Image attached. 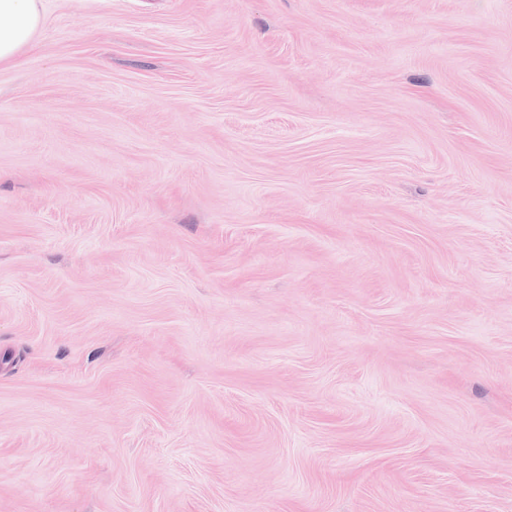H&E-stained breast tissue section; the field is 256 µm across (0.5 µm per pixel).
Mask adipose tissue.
Wrapping results in <instances>:
<instances>
[{"label":"adipose tissue","mask_w":512,"mask_h":512,"mask_svg":"<svg viewBox=\"0 0 512 512\" xmlns=\"http://www.w3.org/2000/svg\"><path fill=\"white\" fill-rule=\"evenodd\" d=\"M42 23L38 0H0V63H14Z\"/></svg>","instance_id":"ef3b65f1"}]
</instances>
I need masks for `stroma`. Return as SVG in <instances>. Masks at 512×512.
Masks as SVG:
<instances>
[{"mask_svg":"<svg viewBox=\"0 0 512 512\" xmlns=\"http://www.w3.org/2000/svg\"><path fill=\"white\" fill-rule=\"evenodd\" d=\"M40 9L0 512H512V0Z\"/></svg>","mask_w":512,"mask_h":512,"instance_id":"obj_1","label":"stroma"}]
</instances>
